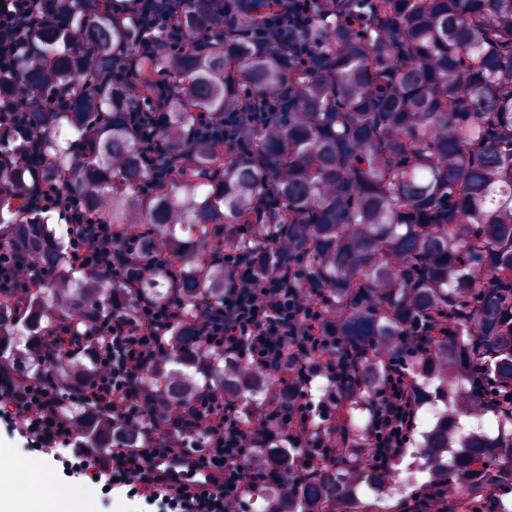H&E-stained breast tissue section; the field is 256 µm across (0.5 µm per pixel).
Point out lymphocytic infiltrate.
I'll list each match as a JSON object with an SVG mask.
<instances>
[{
    "mask_svg": "<svg viewBox=\"0 0 512 512\" xmlns=\"http://www.w3.org/2000/svg\"><path fill=\"white\" fill-rule=\"evenodd\" d=\"M45 18L40 0H0V57L26 55L29 31ZM9 120L34 159L37 176L25 187L1 179L0 199L17 205L15 218L20 222L45 213L57 217L65 227L74 265H92L102 273L120 269L111 226L88 215L80 201L64 191L63 178L42 180L43 171L53 169L54 158L30 136V111L11 112ZM178 317L177 308L161 311L144 303L131 313L90 323L99 370L85 384L83 398L134 414L157 345ZM205 319L211 344L229 352L244 351L254 364L282 377L288 374V360L274 337L289 335L304 344L319 338L318 318H301L292 292L275 280L261 283L239 278L235 287L225 289L223 305L206 309ZM410 409L406 380L393 375L391 385L378 398L376 446L392 452L406 447ZM200 413L213 416L217 433L189 440L176 431H163L151 434L145 447L101 454L83 447L70 433V422L57 414L51 391L21 379L12 361L0 360V419L7 420L12 435L44 460L61 463L72 480L106 487L110 499L142 501L160 512H225L229 503L240 500L249 454L246 429L235 408L206 389L196 390L184 417L191 420ZM185 459L207 472L206 486L191 492L186 485L174 483L165 464Z\"/></svg>",
    "mask_w": 512,
    "mask_h": 512,
    "instance_id": "obj_1",
    "label": "lymphocytic infiltrate"
}]
</instances>
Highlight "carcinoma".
<instances>
[{"label":"carcinoma","mask_w":512,"mask_h":512,"mask_svg":"<svg viewBox=\"0 0 512 512\" xmlns=\"http://www.w3.org/2000/svg\"><path fill=\"white\" fill-rule=\"evenodd\" d=\"M55 20L13 60L20 108L74 89L62 112H36L35 136L65 187L140 259L123 279L71 267L51 218L16 225L6 248L52 270L0 305V356L59 395L81 440L136 448L162 409L195 388L221 391L250 426L243 503L229 512H512V414L472 389L512 383V0H174L146 32L91 0H41ZM128 112H156L170 177L148 169ZM18 155L0 175L31 183ZM277 279L319 309L323 343L275 381L207 346L198 311L224 302V260ZM166 262L146 271L152 258ZM140 302L182 321L147 377L138 421L103 419L78 393L96 365L47 338ZM420 406L410 441L377 463L376 396L397 369ZM312 408L292 441L263 414Z\"/></svg>","instance_id":"1"}]
</instances>
